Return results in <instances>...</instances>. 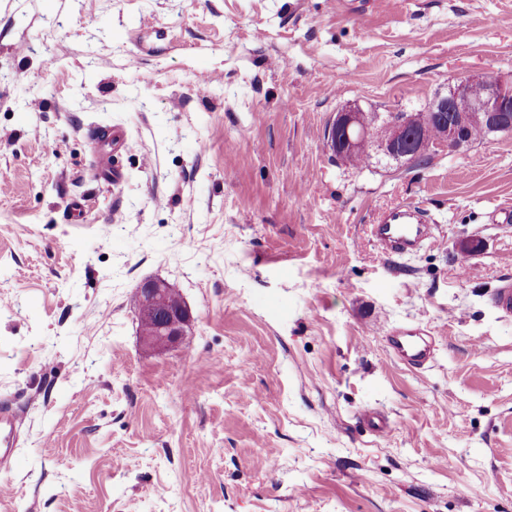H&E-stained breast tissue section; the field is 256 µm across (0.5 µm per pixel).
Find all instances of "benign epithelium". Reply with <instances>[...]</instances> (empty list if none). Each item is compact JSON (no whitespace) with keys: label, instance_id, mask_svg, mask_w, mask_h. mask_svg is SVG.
I'll use <instances>...</instances> for the list:
<instances>
[{"label":"benign epithelium","instance_id":"benign-epithelium-1","mask_svg":"<svg viewBox=\"0 0 512 512\" xmlns=\"http://www.w3.org/2000/svg\"><path fill=\"white\" fill-rule=\"evenodd\" d=\"M478 85L482 92L477 96L474 88ZM432 111L448 113L446 129L435 139L419 132L410 134V112L379 113V123L384 129L376 142L379 150L392 160L411 162L430 152L457 151L467 144L465 130L473 126H483L498 136H511L512 123L503 120L502 115L512 112V83L491 76H456L448 83V95L437 99ZM335 131L343 134L341 153L347 163L367 140L359 109L349 107L336 113L327 133L331 147ZM171 288L163 279H151L143 282L136 294L138 334L143 346L154 352L181 344L191 321L184 301L169 299Z\"/></svg>","mask_w":512,"mask_h":512}]
</instances>
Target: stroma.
<instances>
[{
    "label": "stroma",
    "instance_id": "stroma-1",
    "mask_svg": "<svg viewBox=\"0 0 512 512\" xmlns=\"http://www.w3.org/2000/svg\"><path fill=\"white\" fill-rule=\"evenodd\" d=\"M460 74L512 81V0H0V512H512V137L360 167L325 138ZM101 127L138 144L116 181ZM403 202L433 237L391 257ZM149 278L192 316L162 353ZM430 224L423 208L403 203L384 212L371 225V234L385 254L405 255L417 250L429 238ZM493 306L504 316H512V277L504 278L492 295ZM172 285L163 279L142 283L136 294L138 334L145 348L154 352L169 350L184 341L191 314L180 297L169 299ZM151 323V327H145ZM387 341L393 355L411 368L424 367L433 357L432 338L423 330L399 331ZM20 417L8 408L0 409V467L6 469L15 460Z\"/></svg>",
    "mask_w": 512,
    "mask_h": 512
}]
</instances>
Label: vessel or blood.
<instances>
[{
  "label": "vessel or blood",
  "instance_id": "b4317fda",
  "mask_svg": "<svg viewBox=\"0 0 512 512\" xmlns=\"http://www.w3.org/2000/svg\"><path fill=\"white\" fill-rule=\"evenodd\" d=\"M431 221L425 210L403 203L384 212L371 226L374 241L385 254L398 256L417 250L430 236ZM493 306L504 316H512V277L504 278L492 295ZM393 355L405 365L418 369L433 357L431 336L425 331H399L388 338ZM20 417L7 408L0 409V467L15 460Z\"/></svg>",
  "mask_w": 512,
  "mask_h": 512
}]
</instances>
